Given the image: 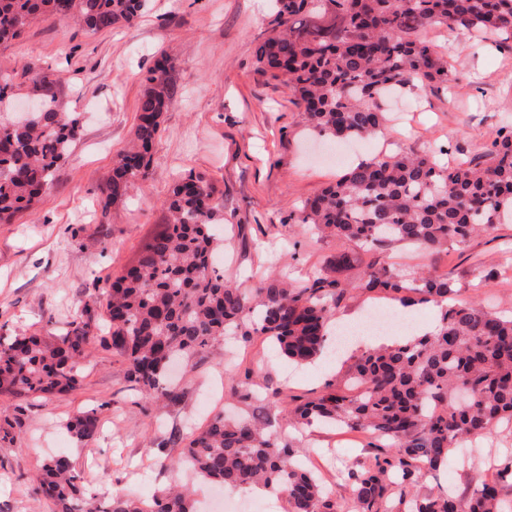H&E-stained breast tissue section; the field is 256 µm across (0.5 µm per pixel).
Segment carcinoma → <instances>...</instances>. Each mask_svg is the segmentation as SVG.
I'll list each match as a JSON object with an SVG mask.
<instances>
[{"label": "carcinoma", "instance_id": "obj_1", "mask_svg": "<svg viewBox=\"0 0 512 512\" xmlns=\"http://www.w3.org/2000/svg\"><path fill=\"white\" fill-rule=\"evenodd\" d=\"M148 0H0V45L32 19L69 17L91 32L133 25ZM273 22L255 50L257 68L284 78L308 126L335 139L371 138L386 121L384 97L416 80L448 81V63L427 28L478 29L512 42V0H273ZM135 139L103 187L105 204L122 200L149 175L160 118L171 96L167 59L146 77ZM41 110L24 126L0 120V224L38 203L77 139L79 116L57 110L46 79ZM215 184L189 174L172 188L169 221L135 264L93 299L105 315L93 329L89 309L65 334L0 335V395L49 399L81 387L83 361L100 347L120 355L128 381L146 403L178 404L166 378L170 362L206 352L229 334L264 336L294 364L322 356L340 300L349 292L415 293L441 309L436 332L365 352L352 367L348 394L329 383L316 398L288 408L303 424H341L387 441L390 451L349 473L354 512H505L500 483L480 482L463 501L450 492L418 495L422 470L448 464V449L512 420V316L478 304L448 303L455 285L430 270L402 271L376 261L353 282L315 272L300 284L266 274L246 293L214 263L211 233L219 213ZM512 221V129L504 128L478 162L442 165L436 154H379L308 197L294 223L374 253L404 243L430 255ZM103 406L71 417L79 441L94 438ZM26 407L0 410V443H10ZM169 460L195 475L244 491L277 486L289 512H339L333 494L298 465L287 445L248 416H214L203 429L161 443ZM34 493L54 512H197L186 486L149 503L127 494L92 495L66 455L44 460Z\"/></svg>", "mask_w": 512, "mask_h": 512}]
</instances>
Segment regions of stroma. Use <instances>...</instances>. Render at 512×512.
Here are the masks:
<instances>
[{"instance_id": "stroma-1", "label": "stroma", "mask_w": 512, "mask_h": 512, "mask_svg": "<svg viewBox=\"0 0 512 512\" xmlns=\"http://www.w3.org/2000/svg\"><path fill=\"white\" fill-rule=\"evenodd\" d=\"M272 19L271 0H150L130 27L94 34L39 17L20 38L0 46V73L15 84L12 111L32 99L31 78L40 74L53 81L64 111L82 115L80 137L44 199L13 223L0 224V326L64 334L95 288L130 266L165 224L173 184L192 173L213 178L222 194L215 265L236 287H251L270 270L299 283L316 267L353 281L375 258L400 269L433 265L455 282L458 299L512 314V269L472 286L480 265L499 263L512 244V224L434 257L399 243L374 257L290 221L306 198L376 155L441 149L444 162L455 164L490 149L500 128L512 126V50L475 30H431L430 39L448 57L447 87L402 91L385 104L377 137L345 143L309 128L283 81L258 71L255 49ZM164 56L173 96L162 114L150 175L123 201L106 205L102 188L133 137L146 76ZM343 254L351 259L345 267L336 263ZM376 303L419 324L440 318L433 303L380 300L359 291L341 299L336 318L356 321ZM366 350L357 341L338 362L296 367L261 338H227L193 358L181 380V403L156 418L143 412L122 357L95 349L80 390L31 402L13 442L0 445V512H51L31 479L42 459L62 453L91 489L152 498L188 479L164 463L162 439L205 427L220 412L239 414L227 393L215 392L216 382H245L263 394L281 390L299 404L326 383L346 387ZM98 405L104 411L92 440L78 441L63 428L67 418ZM260 416L320 476L343 512H352L348 474L376 455L369 438L334 425L304 431L275 407ZM478 446L467 465L426 475L418 493L445 486L468 497L480 480L494 478V464L512 456V425L497 426Z\"/></svg>"}]
</instances>
